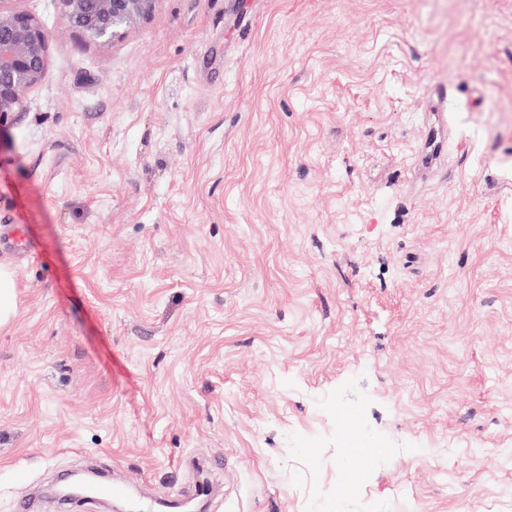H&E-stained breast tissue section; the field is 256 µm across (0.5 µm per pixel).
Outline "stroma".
<instances>
[{"label": "stroma", "mask_w": 512, "mask_h": 512, "mask_svg": "<svg viewBox=\"0 0 512 512\" xmlns=\"http://www.w3.org/2000/svg\"><path fill=\"white\" fill-rule=\"evenodd\" d=\"M11 7L50 41L0 123V512H113L50 496L91 468L206 512H512V0H157L109 43ZM16 281L13 270L0 264V325L9 324L17 313Z\"/></svg>", "instance_id": "35a3bbf8"}]
</instances>
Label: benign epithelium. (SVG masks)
<instances>
[{"instance_id": "1", "label": "benign epithelium", "mask_w": 512, "mask_h": 512, "mask_svg": "<svg viewBox=\"0 0 512 512\" xmlns=\"http://www.w3.org/2000/svg\"><path fill=\"white\" fill-rule=\"evenodd\" d=\"M0 0V118L21 112L28 92L48 67L49 36L35 17L4 7ZM63 21L94 40L110 42L148 16L156 0H59ZM90 478L65 479L61 498L72 500L91 488Z\"/></svg>"}]
</instances>
